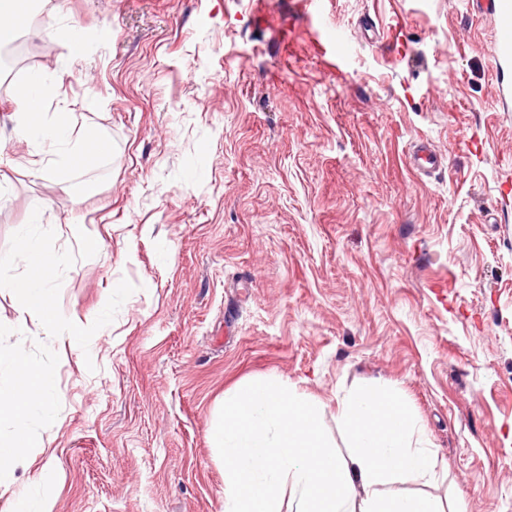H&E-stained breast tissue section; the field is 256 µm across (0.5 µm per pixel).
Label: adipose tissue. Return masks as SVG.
I'll return each mask as SVG.
<instances>
[{"label": "adipose tissue", "mask_w": 512, "mask_h": 512, "mask_svg": "<svg viewBox=\"0 0 512 512\" xmlns=\"http://www.w3.org/2000/svg\"><path fill=\"white\" fill-rule=\"evenodd\" d=\"M41 86L34 81L16 96V135L47 143L76 163L106 154L98 137L71 141L69 113H43ZM319 414L316 403L271 382L225 394L211 432L223 455L224 512H283L285 487L294 512H465L460 500L444 505L393 491L402 480L433 482L440 464L433 450L412 447L417 423L394 398L364 390L338 402L349 435L344 456L329 445Z\"/></svg>", "instance_id": "obj_1"}]
</instances>
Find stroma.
Returning a JSON list of instances; mask_svg holds the SVG:
<instances>
[{"label":"stroma","instance_id":"1","mask_svg":"<svg viewBox=\"0 0 512 512\" xmlns=\"http://www.w3.org/2000/svg\"><path fill=\"white\" fill-rule=\"evenodd\" d=\"M256 6L42 0L21 40L43 54L0 58V255L43 201L57 250L78 252L75 222L99 241L63 276L65 317L135 286L88 349L35 322L9 336L57 352L61 409L0 512L36 479L52 512H224L211 427L257 381L319 402L342 455L337 400L397 396L445 463L400 491L512 512V65L493 19L471 0H265L270 29ZM372 25L402 28L397 55ZM328 27L343 42L322 57L308 39ZM39 72L44 111L109 154L34 165L12 97ZM420 138L447 159L429 177L407 160Z\"/></svg>","mask_w":512,"mask_h":512}]
</instances>
